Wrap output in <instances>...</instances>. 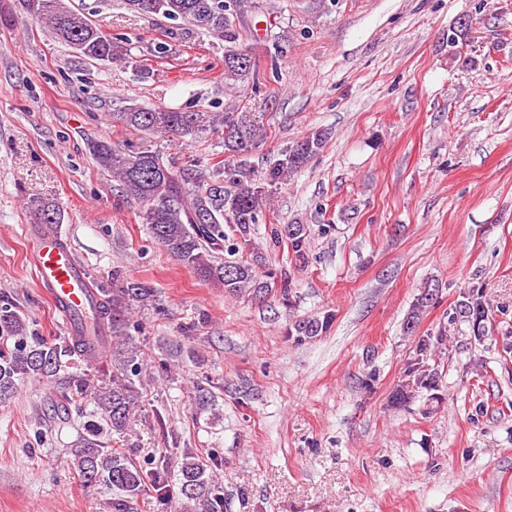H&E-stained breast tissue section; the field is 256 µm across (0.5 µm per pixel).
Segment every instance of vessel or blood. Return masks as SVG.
Masks as SVG:
<instances>
[{"label":"vessel or blood","mask_w":512,"mask_h":512,"mask_svg":"<svg viewBox=\"0 0 512 512\" xmlns=\"http://www.w3.org/2000/svg\"><path fill=\"white\" fill-rule=\"evenodd\" d=\"M29 262L40 287L70 329L89 323L98 302L87 267L79 261L61 227H30Z\"/></svg>","instance_id":"obj_1"}]
</instances>
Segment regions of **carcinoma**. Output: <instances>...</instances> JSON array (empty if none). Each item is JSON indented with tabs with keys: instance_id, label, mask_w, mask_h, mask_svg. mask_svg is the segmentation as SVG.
<instances>
[{
	"instance_id": "carcinoma-1",
	"label": "carcinoma",
	"mask_w": 512,
	"mask_h": 512,
	"mask_svg": "<svg viewBox=\"0 0 512 512\" xmlns=\"http://www.w3.org/2000/svg\"><path fill=\"white\" fill-rule=\"evenodd\" d=\"M234 0H125V8L137 15H162L180 20L227 43L239 40L233 24ZM19 13L43 24L53 37L86 60L125 62L132 60L124 38L108 35L85 14L71 8L69 0H16ZM243 57L224 52V87L234 90L249 80H259L255 63L242 65ZM112 126L142 137L135 150L108 140H90L87 150L101 171L117 182L120 196L137 202L143 209L153 241L175 260L189 267L196 277L224 289L232 296L249 295L261 299L272 290L276 273L260 275L255 266L235 255L253 246V233L278 185L302 169L323 150L329 132L320 129L295 142L278 160L260 170L250 156L267 138V130L248 107L231 100L222 112H181L164 107L145 108L125 105L110 113ZM224 131V154L227 160L216 164L207 175L194 160L179 163L163 156L148 145L150 137L174 135L184 142L193 141L207 128ZM40 224H56L59 208L50 203L34 205ZM274 238L290 243L295 260L306 264L307 229L303 224H283ZM439 289L431 286L417 298L405 321V329L416 331L421 313L436 300ZM152 288L140 282L112 278V287L101 292L97 324L87 334L65 336L49 342L41 336L28 335L27 319L11 304L0 305V403L10 400L18 382L28 378L52 380L65 371L73 358L86 362L99 360L112 345L126 374L112 379V389L100 395L97 407L101 420L121 430L130 415L140 407L141 394L131 378L138 372L135 347L120 341L128 336L132 302L144 301ZM456 314L472 323L473 335L487 334L488 309L479 289L473 287L463 295ZM333 316L327 314L295 323L297 333L316 336L331 327ZM405 376L422 389L436 387V376L422 367L417 357L410 358ZM70 391L62 394V403L81 409L88 397L90 383L69 379ZM99 425H87L88 437L71 450L72 464L88 484L107 481L120 498L112 504L118 512H133L139 496L150 487L165 497L166 481L159 469L143 470L127 456L111 453L98 444ZM179 488L186 503L196 512H222L224 501L216 496L213 475L191 457L180 463Z\"/></svg>"
}]
</instances>
